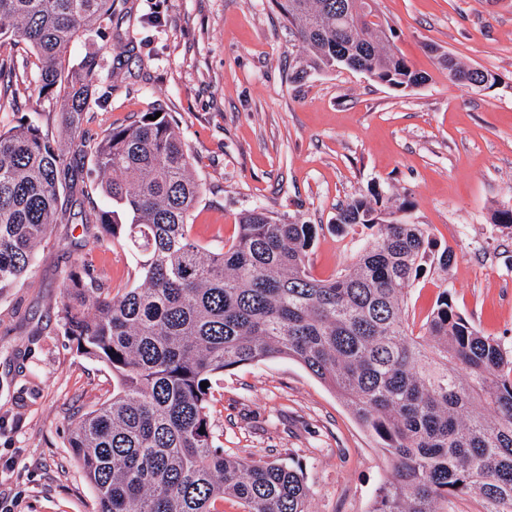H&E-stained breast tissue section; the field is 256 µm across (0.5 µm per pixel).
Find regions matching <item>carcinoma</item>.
<instances>
[{"label": "carcinoma", "mask_w": 512, "mask_h": 512, "mask_svg": "<svg viewBox=\"0 0 512 512\" xmlns=\"http://www.w3.org/2000/svg\"><path fill=\"white\" fill-rule=\"evenodd\" d=\"M304 49L300 66L347 69L336 42L359 41L363 71L401 92L427 81L394 47L392 27L356 0H274ZM117 0H0V47L29 45L36 80L57 113L49 137L29 120L0 133V295L32 266L61 198L95 190V239L136 257L131 287L111 294L93 265L69 275L58 317L86 357L112 370V396L71 419L69 447L96 491V512H310L301 473L278 462L230 458L209 420L202 382L267 357L298 361L333 388L376 436L390 462L370 512H447L448 496L477 495L483 512H512V347L485 336L442 291L419 332L405 318V288L430 249L421 224L378 207L381 194L339 209L335 227H378L377 239L341 273L315 278L308 254L317 228L256 207L232 240L202 251L188 233L202 194L179 126L165 112L99 139L83 125L101 59L65 65L80 33L112 21ZM452 80L475 92L499 78L454 63ZM89 158V182L72 161Z\"/></svg>", "instance_id": "1"}]
</instances>
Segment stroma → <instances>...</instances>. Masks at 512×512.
I'll list each match as a JSON object with an SVG mask.
<instances>
[{"label": "stroma", "instance_id": "35a3bbf8", "mask_svg": "<svg viewBox=\"0 0 512 512\" xmlns=\"http://www.w3.org/2000/svg\"><path fill=\"white\" fill-rule=\"evenodd\" d=\"M395 44L427 82L410 93L350 70L295 78L303 49L273 0H126L121 21L76 38L78 63L98 52L111 88L86 128L99 137L159 109L179 125L203 185L190 235L232 239L240 213L318 225L312 274L351 266L376 231L333 227L337 207L379 189L388 208L425 225L454 258L426 260L406 290L420 329L442 291L484 335L512 345V0H377ZM497 74L476 93L448 77L437 53ZM22 82L0 101V132L39 117L56 132L25 43L0 48ZM91 262L105 285H132L123 245L87 242L80 222L54 225L25 283L0 296V498L17 512H95L96 495L66 443L73 412L112 393V371L79 353L57 316L66 279ZM210 423L233 456L299 462L311 512H369L388 472L382 449L348 406L298 362L273 357L213 382Z\"/></svg>", "mask_w": 512, "mask_h": 512}]
</instances>
